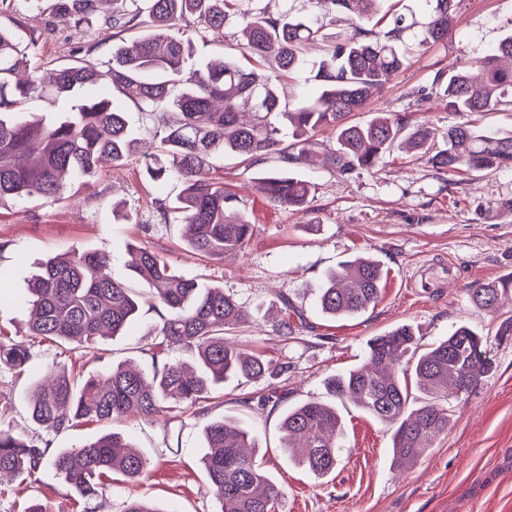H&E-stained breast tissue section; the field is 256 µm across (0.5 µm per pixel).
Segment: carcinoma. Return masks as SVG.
I'll return each instance as SVG.
<instances>
[{
	"label": "carcinoma",
	"instance_id": "obj_1",
	"mask_svg": "<svg viewBox=\"0 0 512 512\" xmlns=\"http://www.w3.org/2000/svg\"><path fill=\"white\" fill-rule=\"evenodd\" d=\"M253 0H112V57L99 62L98 42L72 50V62L59 67L52 81L32 70L16 77L24 66L17 37L0 27V203L65 198L71 183L91 178L104 167L118 166L135 142L128 113L111 99L88 95L94 86L110 85L137 111L154 119L152 137L158 155L146 164L157 182H183L174 210L184 224L188 251L212 260L239 252L253 232L245 217L227 218L233 197L211 174L212 159L235 154L249 164L276 155L282 169L268 173L262 190L272 204L301 209L312 192L309 181L288 173L302 161L303 147L326 127L336 131L338 149L324 154L321 166L348 174L368 170L386 156L422 150L433 167L448 172L484 171L512 167V132L502 136L475 131L469 122L448 126V147L432 151L429 129L401 115L377 114L351 124L347 115L365 108L391 77L408 63L402 47L416 22L396 13H381L387 0H314L323 23L355 10L349 30L315 65L317 93L288 107L279 88L286 76L306 66V48L325 39L315 27L289 10L277 15L264 8L240 11ZM101 0H54L57 18L74 27L90 23ZM426 20L419 43L436 44L448 37L455 0H422ZM235 26L239 55L217 65L196 63L193 44L209 33L224 34ZM512 34L483 58L484 81L475 86L469 67L452 66L433 80L448 111L463 117L473 112L512 107ZM272 58L277 69L261 62ZM50 95L63 102L55 118L19 121L16 110L29 99ZM293 142L281 147L283 130ZM129 270L154 301L160 314L159 350L162 365L146 374L119 364L106 374L79 379L64 369L49 368L29 401L31 420L47 433H61L82 421L110 423L130 417L151 418L176 412L183 405H201L229 376L262 379L288 372V363L273 365L262 355L246 353L224 334L245 322L247 313L224 289L187 279L162 255L135 249ZM383 272L375 260L359 257L330 273L319 290L322 314L333 319L354 316L375 306ZM509 282L477 284L468 290L473 305L486 312L498 309ZM32 316L26 327L30 339L51 340L68 351L98 343L124 332L139 313L140 302L112 274L107 257L71 253L44 262L29 288ZM301 312L283 302L276 327L288 337ZM195 352L200 372L167 357L173 348ZM415 336L400 326L368 343L363 365L336 374L326 382L328 392L348 400L387 425L397 466L418 461L433 441L448 432L451 402L473 391L490 370L487 341L467 326L416 354ZM33 356L32 344L16 343L0 330V368L23 371ZM412 371L419 405H411L408 382L399 373ZM280 428L284 448L300 467L316 477L337 465L343 427L336 406L310 399L288 410ZM208 452L203 459L216 512H276L283 496L268 479L255 456L250 433L226 420L205 428ZM50 463L84 500L99 498L103 479L119 474L136 484L148 475L145 458L131 450L116 432L55 453L33 440L17 437L0 420V477L26 480ZM124 512H165L130 496Z\"/></svg>",
	"mask_w": 512,
	"mask_h": 512
}]
</instances>
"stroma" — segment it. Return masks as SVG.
<instances>
[{"label": "stroma", "instance_id": "35a3bbf8", "mask_svg": "<svg viewBox=\"0 0 512 512\" xmlns=\"http://www.w3.org/2000/svg\"><path fill=\"white\" fill-rule=\"evenodd\" d=\"M455 19L447 39L430 46L420 45L418 30L408 32V66L362 111L351 113L350 122L378 112L405 114L411 123L427 126L435 148H443L455 117L431 95L433 79L443 68L490 54L512 32V0H460ZM0 25L12 28L20 43L37 41L31 63L46 72L65 63L89 37L31 0H12L0 10ZM138 137L125 164L102 168L90 182H75L69 201L0 204V238L11 242L0 253V327L24 340L28 283L39 262L60 254H107L116 277L139 289L127 267L128 248L138 245L166 255L185 277L232 295L250 315L233 329V342L288 363L290 370L257 381L228 379L203 412L186 408L110 426L85 422L48 436L27 416L30 391L46 366L71 362L88 375L127 362L151 372L160 318L156 308L142 304L123 335L82 356L41 343L23 374L0 371L9 407L4 421L13 433L48 439L57 451L111 429L130 439L150 474L135 486L113 476L104 497L86 504L47 463L32 479L0 481V512H27L35 504L44 512H123L132 492L164 512H215L202 432L222 418L237 421L254 437L264 473L283 491L277 512H512V300L486 314L468 296L473 284L512 277V170L446 172L415 151L394 153L371 170L349 174L308 161L292 168L313 184L306 210L296 212L271 205L260 189L261 178L277 166L275 157L250 166L228 154L215 159L214 175L254 229L241 252L214 261L187 251L176 214H159L158 200L175 197L183 185H159L146 177L144 163L154 148L148 131ZM359 256L382 268L378 303L352 318L323 316L317 298L328 272ZM286 300L306 318L290 339L275 328ZM402 325L413 329L422 350L460 325L488 337L492 368L468 397L454 402L447 433L402 469L392 459L389 428L345 402L337 406L344 436L336 470L318 478L297 467L282 448V416L306 400H329L326 379L362 364L371 338ZM274 388L283 400L258 404Z\"/></svg>", "mask_w": 512, "mask_h": 512}]
</instances>
